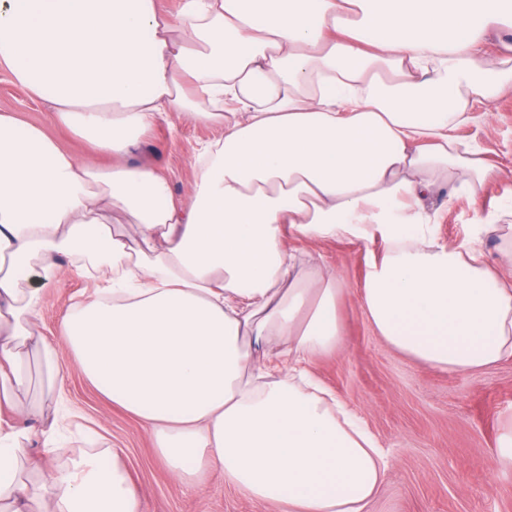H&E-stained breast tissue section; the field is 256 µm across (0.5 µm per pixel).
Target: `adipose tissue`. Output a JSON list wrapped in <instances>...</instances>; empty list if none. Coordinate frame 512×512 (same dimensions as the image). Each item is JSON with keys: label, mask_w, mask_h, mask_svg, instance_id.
I'll return each mask as SVG.
<instances>
[{"label": "adipose tissue", "mask_w": 512, "mask_h": 512, "mask_svg": "<svg viewBox=\"0 0 512 512\" xmlns=\"http://www.w3.org/2000/svg\"><path fill=\"white\" fill-rule=\"evenodd\" d=\"M505 28L512 0H184L175 19L157 0H0V70L112 159L92 168L0 113V416L28 345L58 372L32 282L74 268L94 288L61 336L176 480L217 470L261 505L368 512L389 456L307 366L344 346L345 283L295 246L381 242L359 300L410 359H512V282L477 247L497 215L452 244L428 203L494 176L456 131L512 94V43L480 54ZM170 112L221 131L179 199L126 161ZM56 433L0 419V512H143L119 448L23 480L29 444L58 456Z\"/></svg>", "instance_id": "1"}]
</instances>
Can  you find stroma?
<instances>
[{"mask_svg":"<svg viewBox=\"0 0 512 512\" xmlns=\"http://www.w3.org/2000/svg\"><path fill=\"white\" fill-rule=\"evenodd\" d=\"M487 122L458 129L481 158L502 171L475 197L431 200L442 239L455 243L470 235L472 224L502 204L512 188V94L486 107ZM0 111L41 126L61 147L91 165L109 156L52 120L50 103L34 99L8 73L0 71ZM207 123L160 119L129 157L130 163L158 170L182 196L197 171L203 147L219 137ZM324 265L342 273L346 287L337 302L346 338L343 350L314 357L311 367L323 383L344 398L368 423L390 455V468L370 512H512V466L489 469L505 436L512 435V359L468 373L452 374L415 362L388 345L371 327L358 293L370 257L381 243L331 241L310 246ZM91 285L66 272L41 286V334L58 344L62 373L49 380L38 351H31L20 395L25 421L53 418L58 398L70 411L61 442L68 455L91 448H120L128 472L140 488L144 512H262L261 508L211 472L195 485L176 481L158 456L148 431L112 403L83 375L65 345L59 344L60 319Z\"/></svg>","mask_w":512,"mask_h":512,"instance_id":"1","label":"stroma"}]
</instances>
